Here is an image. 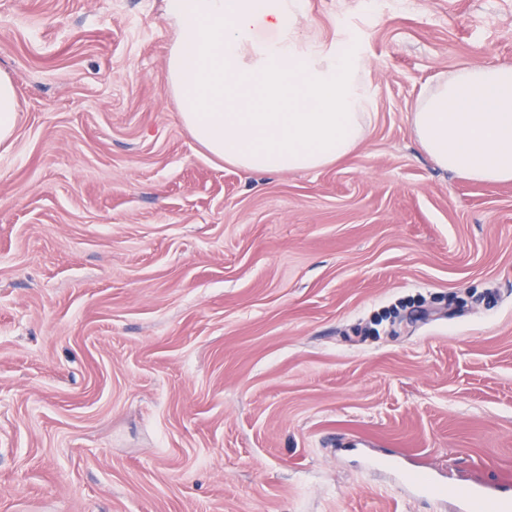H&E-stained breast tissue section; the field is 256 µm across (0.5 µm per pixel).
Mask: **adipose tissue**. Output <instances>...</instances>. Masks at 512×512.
I'll return each instance as SVG.
<instances>
[{
	"label": "adipose tissue",
	"instance_id": "adipose-tissue-1",
	"mask_svg": "<svg viewBox=\"0 0 512 512\" xmlns=\"http://www.w3.org/2000/svg\"><path fill=\"white\" fill-rule=\"evenodd\" d=\"M305 9V0H166L178 119L212 156L263 173L355 158L370 111L365 60L348 38L312 39L299 25ZM410 125L441 169L512 182V60L440 77Z\"/></svg>",
	"mask_w": 512,
	"mask_h": 512
}]
</instances>
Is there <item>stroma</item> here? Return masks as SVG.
Listing matches in <instances>:
<instances>
[{
    "label": "stroma",
    "mask_w": 512,
    "mask_h": 512,
    "mask_svg": "<svg viewBox=\"0 0 512 512\" xmlns=\"http://www.w3.org/2000/svg\"><path fill=\"white\" fill-rule=\"evenodd\" d=\"M363 2L303 20L367 62L357 158L270 174L178 121L164 0H0V512H448L370 453L512 485V182L409 121L512 0ZM19 103L15 87L7 74L0 73V146L11 144L19 120Z\"/></svg>",
    "instance_id": "stroma-1"
}]
</instances>
